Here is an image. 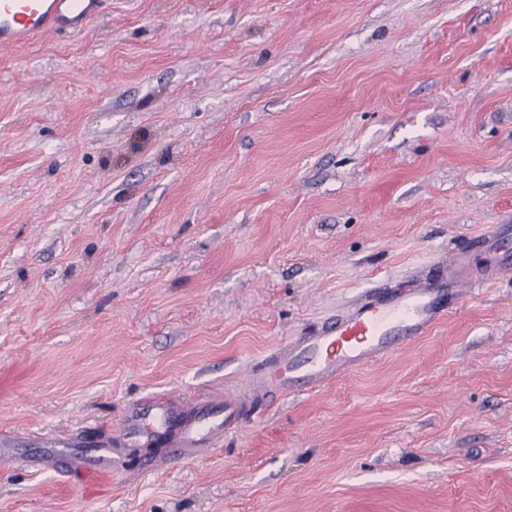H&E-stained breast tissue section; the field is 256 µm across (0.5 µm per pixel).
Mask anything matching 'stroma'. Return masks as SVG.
<instances>
[{
  "instance_id": "stroma-1",
  "label": "stroma",
  "mask_w": 512,
  "mask_h": 512,
  "mask_svg": "<svg viewBox=\"0 0 512 512\" xmlns=\"http://www.w3.org/2000/svg\"><path fill=\"white\" fill-rule=\"evenodd\" d=\"M497 224L512 0H112L0 48V512H512V275L198 456L123 447L105 491L23 457L234 395Z\"/></svg>"
}]
</instances>
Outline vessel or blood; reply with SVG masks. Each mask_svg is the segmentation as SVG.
Here are the masks:
<instances>
[{"mask_svg":"<svg viewBox=\"0 0 512 512\" xmlns=\"http://www.w3.org/2000/svg\"><path fill=\"white\" fill-rule=\"evenodd\" d=\"M103 10V0H0V47H18L45 35L85 30ZM512 226L492 227L476 241L491 258L481 278L491 284L502 278L505 262L497 257L500 241ZM471 276L468 248L409 279L367 291L350 309L318 328L285 341L268 356L251 384L263 398L313 391L343 374L400 350L446 319L461 301V287ZM239 404L206 402L194 416L184 415L175 401L155 398L129 407L122 442L166 440L172 455L190 457L200 446L223 441L238 419ZM75 436L59 437L45 459L55 465L79 462ZM116 448H102L87 471L106 479L119 458Z\"/></svg>","mask_w":512,"mask_h":512,"instance_id":"1","label":"vessel or blood"}]
</instances>
